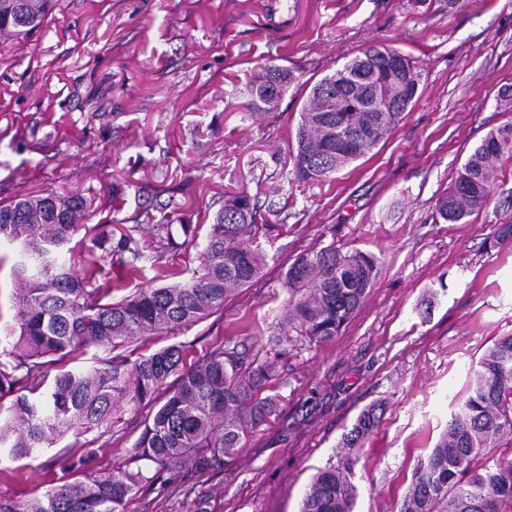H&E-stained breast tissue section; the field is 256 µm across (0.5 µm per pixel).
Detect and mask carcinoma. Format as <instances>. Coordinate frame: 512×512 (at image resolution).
Instances as JSON below:
<instances>
[{
	"mask_svg": "<svg viewBox=\"0 0 512 512\" xmlns=\"http://www.w3.org/2000/svg\"><path fill=\"white\" fill-rule=\"evenodd\" d=\"M54 0H0V35L27 36L52 15ZM399 57L410 78L409 96L399 112H361L341 100L348 96L343 73H368L380 56ZM422 73L411 57L388 47H370L323 76L311 87L296 130L292 175L300 182H322L370 152L380 140L359 139L336 162V141L320 143L327 124L353 134L368 119H381L382 135L392 132L401 113L416 101ZM296 77L287 67L270 65L245 87L244 108L255 114L278 111L281 96ZM512 157V124L491 130L457 170L437 199L441 219L465 224L488 201L491 177L503 157ZM92 200L81 193L28 195L0 203V238L20 247L14 267L18 330L3 335L10 361H0V400H13L0 417V453L28 458L53 446L64 434H79L108 423L124 403H156L130 451V461L150 462L173 474L187 463L198 471L220 466L241 448L246 432L274 411L271 397L256 393L276 379L274 367L249 358L237 346L212 345L196 364L184 365V346L171 345L129 363L115 350L143 336L178 334L224 308L225 300L254 281L266 265L251 247L268 224L245 190L224 195L213 217L199 266L173 284L140 288L118 301L113 290L93 286L100 263L111 260L127 276L156 265L160 256L144 254L137 224L119 229L116 245L88 225ZM161 239H173L165 208L144 211ZM83 252L76 269L62 256ZM378 273L368 252H343L330 245L296 255L284 274L285 315L275 325V341L286 345L298 335L321 341L338 335L363 305ZM92 346L112 356L79 370L49 374L44 357L77 359ZM175 381H169L171 376ZM376 405L361 411L340 447L362 448L379 422ZM512 446V334L496 338L476 363L473 381L455 403L447 430L420 460L400 512H512V461L483 462L489 448ZM358 457L347 455L318 470L301 512H353ZM154 477L142 467L108 475H87L20 501L0 495V512H121L125 500Z\"/></svg>",
	"mask_w": 512,
	"mask_h": 512,
	"instance_id": "1",
	"label": "carcinoma"
}]
</instances>
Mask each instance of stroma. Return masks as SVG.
<instances>
[{"label":"stroma","instance_id":"obj_1","mask_svg":"<svg viewBox=\"0 0 512 512\" xmlns=\"http://www.w3.org/2000/svg\"><path fill=\"white\" fill-rule=\"evenodd\" d=\"M386 45L422 72L419 97L385 141L329 182L292 180L291 156L310 83L359 51ZM298 76L278 111L246 112L242 89L269 64ZM512 84V0H57L27 38H0V203L33 192L94 198L99 231L167 205L175 247L140 239L170 271L196 268L185 224H210L228 190L246 188L271 224L259 279L177 335L147 336L129 360L172 345L185 364L224 340L273 361L262 389L275 413L238 454L205 473L182 470L173 492L143 490L122 512H300L317 468L359 413L382 408L359 449L354 512H398L484 351L512 333V159L489 204L465 224L436 201L494 128ZM335 245L379 260L369 295L338 336L279 350L271 341L288 292L282 272L305 250ZM149 405L101 428L67 433L19 461L0 459V494L23 500L129 467Z\"/></svg>","mask_w":512,"mask_h":512}]
</instances>
